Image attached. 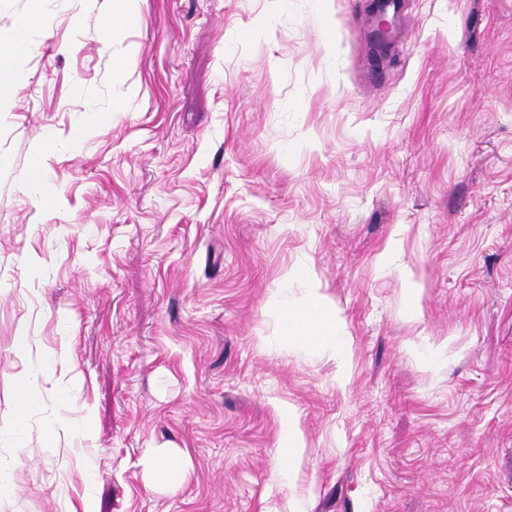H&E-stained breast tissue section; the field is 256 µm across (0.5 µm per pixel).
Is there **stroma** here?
Wrapping results in <instances>:
<instances>
[{
	"instance_id": "stroma-1",
	"label": "stroma",
	"mask_w": 512,
	"mask_h": 512,
	"mask_svg": "<svg viewBox=\"0 0 512 512\" xmlns=\"http://www.w3.org/2000/svg\"><path fill=\"white\" fill-rule=\"evenodd\" d=\"M46 0L0 114V512H512V0ZM132 48L126 83L112 55ZM65 210L20 189L35 144ZM308 266L349 339L282 342ZM420 287L404 314L402 273ZM28 325V357L18 329ZM433 348L446 365L415 354ZM28 373L87 436L14 433ZM303 439L280 480L281 409ZM189 453L151 490L152 449ZM96 473L86 485L83 472ZM141 20L137 0H113L112 10L102 24L104 41L112 42ZM125 103L116 102L112 107L102 109H90L85 113V119L80 125L76 137L62 138L55 137L48 145H37L32 152V162L28 173L22 183L23 192L34 202L40 205L51 204L54 207L62 208L65 200L58 189L52 185L47 171L43 166V156L47 149L56 154H65L75 149L81 141L91 138L96 130L105 122L111 121L115 112H123Z\"/></svg>"
}]
</instances>
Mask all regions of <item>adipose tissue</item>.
<instances>
[{
	"label": "adipose tissue",
	"instance_id": "1",
	"mask_svg": "<svg viewBox=\"0 0 512 512\" xmlns=\"http://www.w3.org/2000/svg\"><path fill=\"white\" fill-rule=\"evenodd\" d=\"M45 24L42 0H30L27 14L16 23L8 39L0 41V95L12 86L16 75L38 54L41 42L36 32ZM122 109V103L116 102L105 110H88L77 136L56 137L49 144L35 146L31 165L22 183L23 192L38 204L63 207L65 200L50 182L43 165L45 153L64 154L72 151L80 141L91 138L103 123L111 121L115 113ZM305 281L304 296L298 304L291 305L284 301L276 304L280 314V334L289 344L343 357L348 340L335 306L313 272H306Z\"/></svg>",
	"mask_w": 512,
	"mask_h": 512
}]
</instances>
